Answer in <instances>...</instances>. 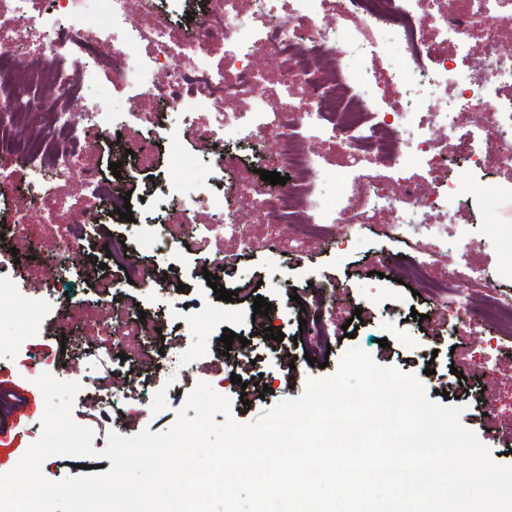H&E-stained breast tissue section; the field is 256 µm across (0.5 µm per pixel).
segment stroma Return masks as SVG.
Returning <instances> with one entry per match:
<instances>
[{
  "mask_svg": "<svg viewBox=\"0 0 512 512\" xmlns=\"http://www.w3.org/2000/svg\"><path fill=\"white\" fill-rule=\"evenodd\" d=\"M90 86L110 87L116 112L113 125L100 134V150L85 159L108 179L115 148L130 149L152 139L151 126L139 119L150 104L137 99L129 86L113 83L103 71L95 74ZM314 150L319 165L311 177L308 213L320 219L346 169L329 145L319 143ZM452 171L463 194L438 214L410 209L407 233L435 251L434 277L456 274L466 263L500 276L512 260V198L494 195L493 190L512 183V174L468 175L459 161ZM121 177L138 188L166 181L179 184L180 197L195 190L188 171L172 168L162 149L149 165H125ZM179 199L146 196L135 205L130 222L106 215L99 233L77 254L61 248V224H39L19 240L8 238L9 211L0 203V249L15 250L17 256L0 267V286L5 289L0 296V474L11 471L40 436L44 399L35 383L38 374L82 381L89 352L113 353V368L131 377L126 387L111 377L103 380L104 390L112 394L109 403H99L85 389L75 399L72 416L92 429V445L98 451L105 449L114 432L132 436L145 429H169L188 393L200 383L230 399L237 421L255 422L275 404L299 398L308 380L333 375L343 354L358 348L378 365L418 377L429 400L460 406L462 424L477 433L492 460L512 465V348L503 347L502 337L491 326L459 319L460 311L481 304L482 288L449 296L444 304L413 295L411 249H400L381 233L389 221L388 201L376 207L355 198L347 201L346 212L338 214L332 226V239L285 253L269 252L268 247L288 238L292 226H266L259 214L238 203V210L250 220V232L264 236L267 246L241 258L233 238L221 243L225 254L237 256L239 272L253 284L251 294L227 302L216 298L204 277L206 251L190 246L194 225L213 223L214 212L199 205L191 224L181 223ZM464 231L484 241L465 261L458 251ZM124 240L139 244L140 264L170 266L175 286L132 285L120 267L108 265L112 303L104 305L92 289L90 270L93 264L105 263L107 247ZM384 251L397 255L387 278L374 273L373 257ZM258 295L271 303L269 325L283 332V341L265 337L264 326L253 322L252 305ZM318 297L325 300L331 347L323 368L310 365L306 347L296 341L299 304ZM35 302L41 305L40 329L33 336L25 309ZM137 309L150 314L160 329L152 346L164 352L162 373H150L144 364L132 361L134 350L142 346L139 337L117 339L105 333L112 318ZM349 320L356 327L350 338L342 330ZM227 330L239 335V342L225 345L221 336ZM382 338L387 341L383 347L378 344ZM237 360L250 362L251 368L242 372L241 383L234 384L231 364ZM489 367L498 386L488 384Z\"/></svg>",
  "mask_w": 512,
  "mask_h": 512,
  "instance_id": "obj_1",
  "label": "stroma"
}]
</instances>
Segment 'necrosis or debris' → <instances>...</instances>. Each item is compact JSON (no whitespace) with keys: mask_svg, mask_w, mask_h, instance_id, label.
Here are the masks:
<instances>
[{"mask_svg":"<svg viewBox=\"0 0 512 512\" xmlns=\"http://www.w3.org/2000/svg\"><path fill=\"white\" fill-rule=\"evenodd\" d=\"M256 10L243 16L239 0H211L207 14L191 34L176 37L155 0H53L56 14L69 25L47 20L40 0H0V155L25 167L27 205L10 212V225L26 228L37 206H45L58 224L72 221V206L60 185L79 181L90 189L94 206H124L125 189L82 166L93 143L83 134L85 119L108 126L107 92L85 96L90 70L113 80L135 83L152 103L186 113L184 130L198 142L230 141L241 136L254 144L275 142L280 161L297 180L262 185L239 167L235 194L257 211L264 223L291 224L297 248L325 237L327 227L302 219L298 203L309 190L317 161L313 146H335L355 174L348 193L379 199L380 169L392 173L401 195L392 208V229H401L407 205L417 201L416 170L438 175L424 210H439L458 197L457 180L447 177L448 150L435 135L445 126L458 132V151L474 173H512V148L494 151V141L512 131V55L500 53L498 34L512 29V0H255ZM287 6L290 25L274 24ZM352 18L356 31L346 33L327 20L329 12ZM380 28L405 52V63L390 76L399 97L416 92L422 105L391 107L381 116L359 100V86L371 75L351 78L349 58L375 55V43L359 30ZM135 33L145 52L131 61L114 31ZM484 40L482 56L470 41ZM224 48L218 65L207 58L212 46ZM267 53L280 62L276 77L257 70L254 56ZM276 84L275 102H267L268 82ZM451 90L452 107L434 103ZM82 100L75 110L74 100ZM482 109L484 117L459 126L456 115ZM483 284L484 301L472 319L512 318V292L489 276L470 273L430 281L426 290L436 303H447L475 284Z\"/></svg>","mask_w":512,"mask_h":512,"instance_id":"4bbe7bcc","label":"necrosis or debris"}]
</instances>
